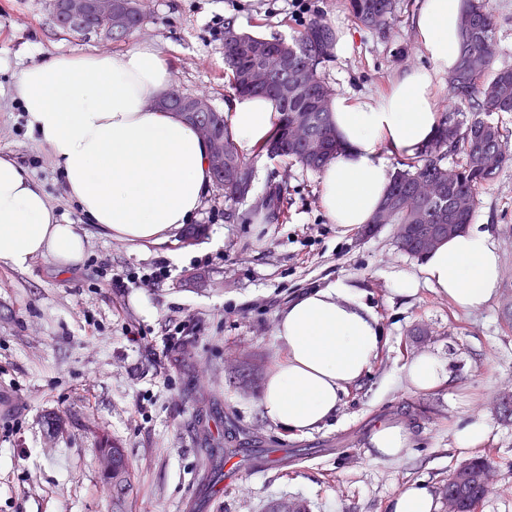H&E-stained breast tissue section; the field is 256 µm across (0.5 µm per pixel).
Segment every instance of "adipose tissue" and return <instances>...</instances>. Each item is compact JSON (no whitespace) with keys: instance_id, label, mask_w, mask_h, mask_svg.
Segmentation results:
<instances>
[{"instance_id":"1","label":"adipose tissue","mask_w":512,"mask_h":512,"mask_svg":"<svg viewBox=\"0 0 512 512\" xmlns=\"http://www.w3.org/2000/svg\"><path fill=\"white\" fill-rule=\"evenodd\" d=\"M466 0H421L411 17L428 69L411 68L377 97L340 94L329 103L341 144L320 171V203L343 230L370 224L391 183L390 157L412 159L436 135L439 81L459 59ZM173 83L160 51L134 44L122 54L51 55L18 74L15 95L28 135L45 146L67 195L112 236L158 246L191 223L211 185L207 146L196 130L159 106ZM225 117L240 155H254L279 119L264 96L232 95ZM86 242L63 222L42 183L0 156V263L19 269L36 254L69 272ZM501 257L488 233L468 228L426 254L418 275L397 278L395 291L433 288L461 311L487 306L497 293ZM385 342L360 294L339 279L299 294L280 313L281 360L267 374L258 409L275 426L308 433L330 421L349 386L366 378ZM412 387L435 392L448 364L425 353L404 367ZM414 433L398 419L370 437L377 462L400 459Z\"/></svg>"}]
</instances>
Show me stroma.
<instances>
[{
	"mask_svg": "<svg viewBox=\"0 0 512 512\" xmlns=\"http://www.w3.org/2000/svg\"><path fill=\"white\" fill-rule=\"evenodd\" d=\"M144 0L145 20L129 40L105 41L57 28L47 0H0V155L44 184L51 205L86 238L79 269L63 275L45 257L26 269L0 264V512H112L102 490L99 436L120 444L133 471L132 512H270L278 500L308 512H387L403 487L441 492L472 457L492 459L478 512H512V162L482 190L473 221L501 256L498 293L485 308L456 310L433 289L396 294L398 274L417 273L394 229L342 231L320 204L317 171L252 157L251 194L224 216L210 188L187 240L142 248L81 217L48 151L26 135L12 96L16 75L50 54H119L155 45L177 89L223 110L232 95L224 65V17L239 30L292 40L313 19L349 33L347 55L319 66L339 93L372 95L399 71L428 66L411 16L397 0L385 36L361 28L346 0ZM285 184L277 201L270 186ZM222 233L224 245L210 239ZM346 279L382 327L386 342L368 378L349 388L335 418L307 434L263 419L259 393L282 356L280 312L302 291ZM188 329L190 349H169ZM424 352L448 364V384L415 391L404 366ZM470 417L485 442L458 451L453 427ZM408 421L415 433L399 461L376 462L377 422ZM223 483L212 498L209 489Z\"/></svg>",
	"mask_w": 512,
	"mask_h": 512,
	"instance_id": "stroma-1",
	"label": "stroma"
}]
</instances>
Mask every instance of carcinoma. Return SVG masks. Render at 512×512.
<instances>
[{"instance_id": "cac0c4a2", "label": "carcinoma", "mask_w": 512, "mask_h": 512, "mask_svg": "<svg viewBox=\"0 0 512 512\" xmlns=\"http://www.w3.org/2000/svg\"><path fill=\"white\" fill-rule=\"evenodd\" d=\"M124 8L128 30L117 36L119 40L128 37L142 23L137 0H124ZM347 8L361 27L383 35L395 19L397 5L396 0H348ZM108 28V19L90 8L83 23L69 28V32L100 36ZM279 44V40L240 31L232 18L224 21V64L232 89L238 94L267 96L274 100L280 112L279 124L260 153L289 158L319 170L340 150L336 129L328 117V103L334 90L318 74V66L329 55L331 33L323 20L313 19L288 42L287 70L272 75L267 88L244 87L243 73L261 66L254 47ZM496 53V22L488 0H469L461 26L459 62L448 75V88L454 102L469 116L453 122L448 113H443L437 137L416 158L401 163V168L392 175L386 195L388 199L403 195L421 179L448 180V158L456 157L457 179L453 194L463 201V206L455 212L448 210L446 196L439 201L415 202L399 212L394 223H422L416 213L419 209L430 216L431 224H470L481 190L495 182L512 160V148L501 127L489 125L482 118L485 113L512 112V68L493 70ZM204 117L214 137L224 143V156L236 170L233 178L214 173L218 189L224 191L226 218L231 219L238 201L251 190L253 167L238 153L224 113L211 108ZM300 117L310 119L313 133L323 145L320 154L311 153L305 143L287 138L286 128ZM100 453L103 485L112 492L118 512H124L123 507L133 490L129 460L123 448L105 434L100 437ZM490 466L488 459L478 457L448 480L443 493L450 512H476L489 490Z\"/></svg>"}]
</instances>
